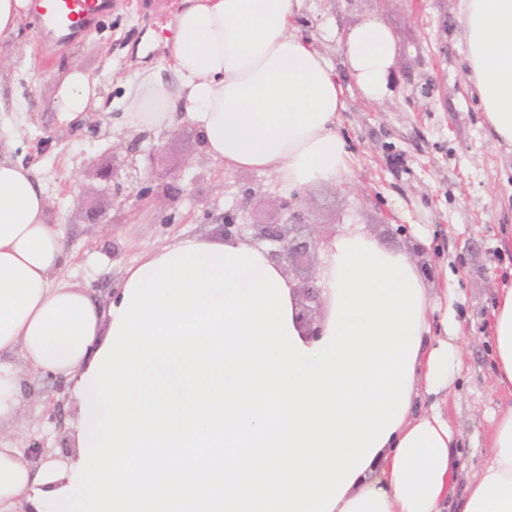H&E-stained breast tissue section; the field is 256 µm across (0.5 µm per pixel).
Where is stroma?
Segmentation results:
<instances>
[{"instance_id":"stroma-1","label":"stroma","mask_w":512,"mask_h":512,"mask_svg":"<svg viewBox=\"0 0 512 512\" xmlns=\"http://www.w3.org/2000/svg\"><path fill=\"white\" fill-rule=\"evenodd\" d=\"M457 5L458 0H303L296 31L323 52L346 87L340 129L352 150L346 185L301 192L305 221L324 236L368 234L430 269L432 283L447 289L448 328L462 336L448 418L462 464L458 484L464 487L480 475L490 454L492 418L508 400L494 387L489 336L497 290L512 280V251L500 247L503 225L512 224V155L493 145L466 81ZM177 8L176 0H111L109 15L73 39H50L29 21L18 40L34 44L55 70L77 65L97 80L103 99L114 102L127 78L161 65L175 39ZM372 16L383 20L401 49L390 79L392 95L381 103L362 96L340 48L342 36ZM19 75L14 54L0 47V97L14 104L0 116L14 128L11 157L30 163L51 199L54 220L64 229L66 278L101 301L111 299L127 267L161 242L223 239L222 216L245 190L253 192L246 223L283 222L274 203L282 194L277 179L210 160L198 129L189 124L180 134H164V149L150 169L162 196L129 223H113L112 198L96 175L111 155L75 132L51 154L37 156V139L62 127L53 109L57 87L45 74L25 88ZM395 196L423 213L426 240L389 235V225L398 222ZM172 204L183 223L161 224L162 210ZM13 363L29 392L28 413L13 426L15 446L37 442L61 455L75 453L66 425L78 416L76 399L66 395L64 423L56 425L46 411L55 393L52 380L21 358Z\"/></svg>"}]
</instances>
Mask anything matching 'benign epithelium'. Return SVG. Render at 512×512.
<instances>
[{
  "label": "benign epithelium",
  "instance_id": "7a95c632",
  "mask_svg": "<svg viewBox=\"0 0 512 512\" xmlns=\"http://www.w3.org/2000/svg\"><path fill=\"white\" fill-rule=\"evenodd\" d=\"M82 137L90 143L106 142V151L112 154V165L99 169V177L107 183L112 195V205L125 216L135 214L159 196L153 188L144 162L162 150V138L143 131L130 136L121 134L109 141L110 122L102 112H92L82 123ZM279 209L285 220L281 224H240L238 211L243 205L224 212V240L264 242L271 260L283 268L308 264L318 253L329 251L331 240L312 237L298 241L291 233L304 226V216L299 204V194L292 198H278ZM295 318L306 337L317 339L323 330V288L318 278L311 275L300 285H293Z\"/></svg>",
  "mask_w": 512,
  "mask_h": 512
}]
</instances>
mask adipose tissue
Returning <instances> with one entry per match:
<instances>
[{"mask_svg":"<svg viewBox=\"0 0 512 512\" xmlns=\"http://www.w3.org/2000/svg\"><path fill=\"white\" fill-rule=\"evenodd\" d=\"M302 0H182L165 71L146 68L124 86L131 133L171 130L178 112L198 128L208 158L275 176L284 190L341 185L352 155L339 130L344 85L311 40L294 34ZM466 76L496 147L512 153V0H458ZM342 50L362 95L384 101L399 54L389 30L369 18ZM97 83L77 68L58 79L56 110L79 123L101 111ZM43 185L0 156V512H38L36 491L70 485L79 455L31 461L9 427L27 402L12 359L80 383L104 346L124 294L110 304L64 276L68 258ZM421 341L403 420L333 512H512V403L494 418L492 452L457 493V440L448 389L459 347L437 296L422 285ZM497 390L512 395V285L503 286L491 325Z\"/></svg>","mask_w":512,"mask_h":512,"instance_id":"obj_1","label":"adipose tissue"}]
</instances>
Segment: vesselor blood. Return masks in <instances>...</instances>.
Instances as JSON below:
<instances>
[{"instance_id": "vessel-or-blood-1", "label": "vessel or blood", "mask_w": 512, "mask_h": 512, "mask_svg": "<svg viewBox=\"0 0 512 512\" xmlns=\"http://www.w3.org/2000/svg\"><path fill=\"white\" fill-rule=\"evenodd\" d=\"M107 11V0H34L36 22L64 35L77 34Z\"/></svg>"}]
</instances>
